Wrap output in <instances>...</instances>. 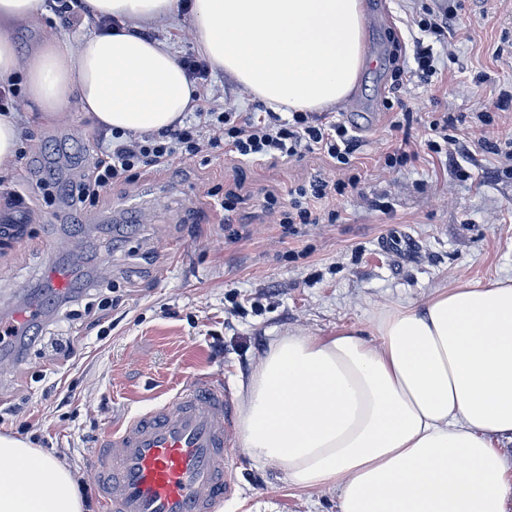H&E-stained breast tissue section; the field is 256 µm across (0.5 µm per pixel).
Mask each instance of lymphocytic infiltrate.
I'll return each mask as SVG.
<instances>
[{
	"instance_id": "obj_1",
	"label": "lymphocytic infiltrate",
	"mask_w": 512,
	"mask_h": 512,
	"mask_svg": "<svg viewBox=\"0 0 512 512\" xmlns=\"http://www.w3.org/2000/svg\"><path fill=\"white\" fill-rule=\"evenodd\" d=\"M457 8L450 0H434L426 19L418 27L423 34H441L455 25ZM421 38L413 42L415 72L420 80L431 82L437 73L433 45ZM182 64L196 87L198 107L193 120L183 125L138 138L116 132L104 157L96 159L90 174L80 175L65 186L67 194L78 202H94L102 191L132 178L144 167H170L176 153L195 155L200 151L203 130H222L224 146L235 158L258 161L293 158L320 151L340 164H348L358 148V139L346 122L333 119L325 112H269L258 116L252 112L219 110L209 94L210 65L204 58L184 57ZM326 180L316 178L288 191V209L283 222L293 224L320 223L321 203L328 196Z\"/></svg>"
}]
</instances>
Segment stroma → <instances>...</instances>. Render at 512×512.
Returning a JSON list of instances; mask_svg holds the SVG:
<instances>
[{"label":"stroma","mask_w":512,"mask_h":512,"mask_svg":"<svg viewBox=\"0 0 512 512\" xmlns=\"http://www.w3.org/2000/svg\"><path fill=\"white\" fill-rule=\"evenodd\" d=\"M380 2L389 24L364 28L366 62L351 97L367 130L350 164L317 152L241 161L214 129L206 133L212 147L198 156L167 171L140 169L99 203L81 205L45 190L43 169L52 162L60 179L78 177L110 134L73 106L56 121L34 114L23 126L17 165L0 184L27 197L30 216L0 223V304L45 303L43 333L72 352L17 346V367L0 374V433L84 475L87 512H100L85 463L97 435L167 400L190 376L208 373L233 390L284 331L367 336L379 313L438 288L512 277V0H456L457 24L434 44L442 79L428 86L414 76L396 83L391 49L401 44L411 58L407 24L423 19L431 0ZM39 13L37 26L14 29L22 50L96 31L90 19L63 28L46 0ZM144 33L166 37L176 57L198 51L187 17ZM402 110L408 122L393 127ZM442 114L453 118L449 135L470 141L453 169L425 147L431 119ZM491 144L501 154L489 153ZM401 145L405 160L387 166ZM317 176L343 185L326 202L330 218L286 233L289 187ZM218 192L237 197V223H225ZM118 234L121 246L106 250L105 238ZM47 251L73 287L103 289L111 304L94 300L65 314L41 261ZM226 455L236 490L223 512H337L335 491L295 487L238 445Z\"/></svg>","instance_id":"obj_1"}]
</instances>
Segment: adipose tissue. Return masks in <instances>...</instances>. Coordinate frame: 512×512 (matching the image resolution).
<instances>
[{"instance_id": "ef3b65f1", "label": "adipose tissue", "mask_w": 512, "mask_h": 512, "mask_svg": "<svg viewBox=\"0 0 512 512\" xmlns=\"http://www.w3.org/2000/svg\"><path fill=\"white\" fill-rule=\"evenodd\" d=\"M118 25L71 45L20 52L15 25L37 0H0V81L21 78L42 120L76 104L97 128L158 132L192 111L170 44L140 25L176 19L180 0H87ZM210 62L275 112H321L363 64V0H192ZM354 330L275 337L238 384L240 445L302 488L335 490L339 512H506L512 470V278L437 290ZM42 474L20 492V464ZM0 512H84L76 472L0 434Z\"/></svg>"}]
</instances>
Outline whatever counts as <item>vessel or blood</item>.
<instances>
[{
	"mask_svg": "<svg viewBox=\"0 0 512 512\" xmlns=\"http://www.w3.org/2000/svg\"><path fill=\"white\" fill-rule=\"evenodd\" d=\"M234 434L223 384L189 379L168 401L98 438L88 464L104 512H220L235 488L224 455Z\"/></svg>",
	"mask_w": 512,
	"mask_h": 512,
	"instance_id": "vessel-or-blood-1",
	"label": "vessel or blood"
}]
</instances>
